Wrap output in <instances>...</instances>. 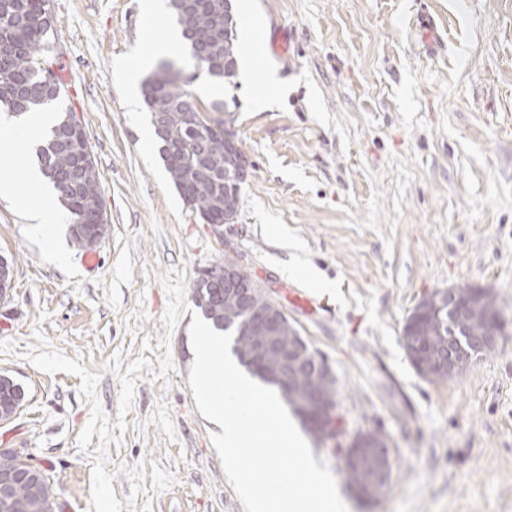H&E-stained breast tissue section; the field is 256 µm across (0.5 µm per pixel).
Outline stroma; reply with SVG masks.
Instances as JSON below:
<instances>
[{"instance_id":"obj_1","label":"stroma","mask_w":512,"mask_h":512,"mask_svg":"<svg viewBox=\"0 0 512 512\" xmlns=\"http://www.w3.org/2000/svg\"><path fill=\"white\" fill-rule=\"evenodd\" d=\"M261 23L249 81L224 88L249 176L237 223L215 238L184 203L158 152H144L145 109L130 110L115 67L139 47L142 0H50L52 55L101 185L108 231L89 267L69 234L47 241L0 198V253L13 289L0 300V372L27 400L0 424V448L46 469L60 512H245L189 385L194 360L184 313L162 323V279L193 290L233 252L262 280L336 376L347 435L377 431L391 449L390 488L367 502L345 480L342 452L312 444L348 512H512V334L459 377L431 382L402 345L414 307L435 289L490 288L512 322V0H233ZM441 44L426 51L418 17ZM274 69L284 94L258 109ZM300 242L301 250L283 247ZM67 248V267L52 258ZM332 282L307 290L289 267ZM47 341L99 376L116 419L121 370H141L127 427L79 442L90 418L79 377L48 374L26 355Z\"/></svg>"}]
</instances>
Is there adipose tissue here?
I'll return each mask as SVG.
<instances>
[{
	"mask_svg": "<svg viewBox=\"0 0 512 512\" xmlns=\"http://www.w3.org/2000/svg\"><path fill=\"white\" fill-rule=\"evenodd\" d=\"M177 40V34L168 31L162 37L147 38L144 46L136 50L130 63L121 72L129 106L138 104L142 73L156 58L169 54L175 48ZM56 121L55 112L50 110L30 113L21 122L0 115V131L8 130L12 133L11 140L0 139V149L12 143L22 145L24 150H32L42 138L50 134ZM0 197L9 198L17 209L29 212L32 230L36 234L47 233L51 227L71 221L69 212L56 209L54 202L57 192L38 166H27L19 179L0 180Z\"/></svg>",
	"mask_w": 512,
	"mask_h": 512,
	"instance_id": "obj_1",
	"label": "adipose tissue"
}]
</instances>
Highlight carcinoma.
I'll return each mask as SVG.
<instances>
[{
    "instance_id": "1",
    "label": "carcinoma",
    "mask_w": 512,
    "mask_h": 512,
    "mask_svg": "<svg viewBox=\"0 0 512 512\" xmlns=\"http://www.w3.org/2000/svg\"><path fill=\"white\" fill-rule=\"evenodd\" d=\"M170 6L181 28V36L192 58H197V39L206 41L209 56L202 65V73L213 79L229 83L236 72H224V56H237L238 45L224 47V38L210 39L212 32L224 33V6L220 0H207L201 7H191L184 0H171ZM52 30V15L48 0H0V107L24 116L55 101L63 86L59 74L50 73L46 79L40 67L37 51L47 42ZM199 78L195 73L185 77L174 71V65L161 64L142 85L143 105L147 112H192L193 103L199 96L190 90ZM212 112L211 125L203 128L206 168L208 173L200 176L190 174L197 170L199 135L184 121L176 118L169 122L168 140L178 146L175 160L164 159L170 180L183 198L192 200L193 209L203 216H211L224 210V168L229 161L224 159V119L219 114L229 111L223 101L207 103ZM70 113L58 116L50 137L39 149L40 164L49 180L59 192L60 203L73 219L90 207L102 206L101 188L94 165L80 167L76 156L60 146L59 134L66 125ZM73 243L82 250L94 249L106 236L104 232L88 235L70 230ZM203 316L221 331L235 336L234 351L239 360L249 359L258 365L254 374L264 377L277 369V361L260 355L261 333L249 326L240 305L233 298L224 299L218 310L200 307ZM421 336L434 355L443 356L454 336H467L479 332L489 335L495 326L488 319L476 320L469 325H459L450 313H423ZM305 386L328 393L331 402H336L337 389L333 377L309 376ZM378 470V464L364 458L361 466L345 470L348 483L360 486ZM38 477L17 489V500L35 498L40 502V512H56V499L46 470L36 467Z\"/></svg>"
}]
</instances>
